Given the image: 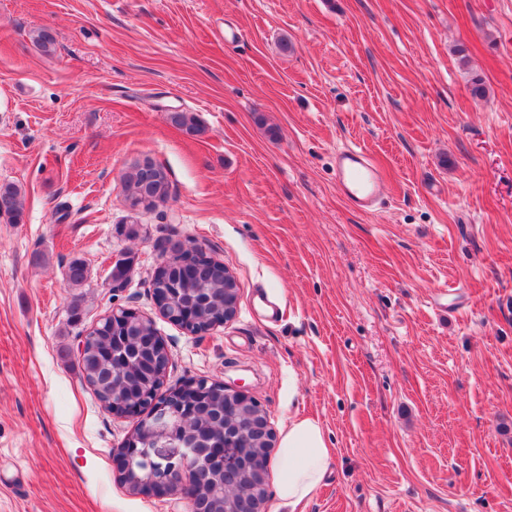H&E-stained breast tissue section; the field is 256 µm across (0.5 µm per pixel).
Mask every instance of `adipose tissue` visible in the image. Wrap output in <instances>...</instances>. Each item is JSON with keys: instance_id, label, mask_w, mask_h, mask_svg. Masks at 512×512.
I'll list each match as a JSON object with an SVG mask.
<instances>
[{"instance_id": "obj_1", "label": "adipose tissue", "mask_w": 512, "mask_h": 512, "mask_svg": "<svg viewBox=\"0 0 512 512\" xmlns=\"http://www.w3.org/2000/svg\"><path fill=\"white\" fill-rule=\"evenodd\" d=\"M330 464L322 427L308 418H296L284 430L274 468L279 473L277 496L295 507L308 500L323 483Z\"/></svg>"}]
</instances>
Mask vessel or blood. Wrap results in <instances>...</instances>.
Returning a JSON list of instances; mask_svg holds the SVG:
<instances>
[{
  "label": "vessel or blood",
  "instance_id": "vessel-or-blood-1",
  "mask_svg": "<svg viewBox=\"0 0 512 512\" xmlns=\"http://www.w3.org/2000/svg\"><path fill=\"white\" fill-rule=\"evenodd\" d=\"M336 187L352 208L365 212L376 206L387 178L384 169L362 148L346 146L335 157Z\"/></svg>",
  "mask_w": 512,
  "mask_h": 512
}]
</instances>
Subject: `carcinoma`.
I'll return each instance as SVG.
<instances>
[{"label":"carcinoma","instance_id":"carcinoma-1","mask_svg":"<svg viewBox=\"0 0 512 512\" xmlns=\"http://www.w3.org/2000/svg\"><path fill=\"white\" fill-rule=\"evenodd\" d=\"M32 40L45 54L55 51V42L51 33L41 28L33 32ZM169 122L195 135L201 132L195 116L186 111H174L168 115ZM169 180L163 168L136 165L126 176L125 191L127 198L137 199L143 192L151 189L157 194L160 203H165L169 196ZM22 190L13 182L0 184V216L14 222L22 217ZM66 279L70 287L78 288L87 279V270L83 261L71 260L67 265ZM151 287L170 288L172 294L185 304L199 306L201 299L207 297H224V263L219 261L201 262L192 274L184 276L179 272L157 269L153 275ZM126 335L129 343L124 353L112 357V337ZM153 335L152 321L143 319L127 328L117 323L112 328V321L105 320L97 324L87 334L83 356L77 358L82 377L94 387V394L108 411L112 410V370L123 375L125 386L123 395H135L144 390L154 393L161 387L156 378L155 365L165 358V352L155 343H147L144 337Z\"/></svg>","mask_w":512,"mask_h":512}]
</instances>
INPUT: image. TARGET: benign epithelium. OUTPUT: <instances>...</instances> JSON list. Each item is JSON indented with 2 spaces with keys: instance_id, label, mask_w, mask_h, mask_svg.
I'll list each match as a JSON object with an SVG mask.
<instances>
[{
  "instance_id": "obj_1",
  "label": "benign epithelium",
  "mask_w": 512,
  "mask_h": 512,
  "mask_svg": "<svg viewBox=\"0 0 512 512\" xmlns=\"http://www.w3.org/2000/svg\"><path fill=\"white\" fill-rule=\"evenodd\" d=\"M158 304L165 305L161 313L168 320L197 333L190 311L162 298ZM222 386L224 411L214 415V437L206 441L192 438L184 430L209 400L212 385L205 378L164 396L155 393L128 401L112 400V414H141L138 426L150 433L152 446L142 448L139 439L132 438L118 449L120 476L137 470L149 472L147 477L135 479L134 492L179 495L189 502L191 512H264L268 499L265 460L276 446V434L261 405L247 391L225 382ZM214 464L223 469L224 493L217 500L203 499L193 485L183 483V474H207ZM245 470L256 477L250 487L238 482V475Z\"/></svg>"
}]
</instances>
